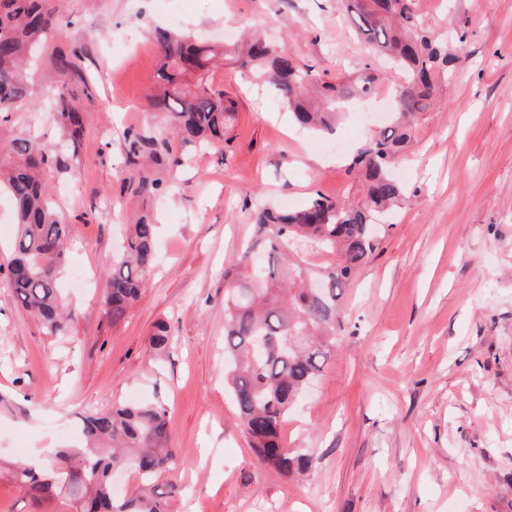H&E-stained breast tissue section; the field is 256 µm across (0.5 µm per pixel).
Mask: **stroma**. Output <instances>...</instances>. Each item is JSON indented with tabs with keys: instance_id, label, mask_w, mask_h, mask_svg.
I'll return each instance as SVG.
<instances>
[{
	"instance_id": "stroma-1",
	"label": "stroma",
	"mask_w": 512,
	"mask_h": 512,
	"mask_svg": "<svg viewBox=\"0 0 512 512\" xmlns=\"http://www.w3.org/2000/svg\"><path fill=\"white\" fill-rule=\"evenodd\" d=\"M423 21L465 50L419 120L395 174L407 196L344 296L336 345L289 415L284 437L313 468L284 477L249 448L224 387V271L257 205L296 210L318 194L355 197L346 166L388 120L395 78L376 98L309 135L287 107L227 62L214 89L236 103L223 152L169 138L158 191L136 192L127 136H151L161 48L154 27L213 42L252 28L325 79L371 61L338 0H63L57 35L33 64L35 102L13 116L46 144L61 83L91 88L79 159L47 183L73 231L61 273L74 319L46 334L13 297L16 218L0 194V457L78 439L80 418L157 401L170 418L183 493L171 512H512V0H421ZM81 54L64 78L59 56ZM158 227L154 267L120 323L102 274L129 224ZM166 323L170 348L150 338ZM0 512L34 504L0 476Z\"/></svg>"
}]
</instances>
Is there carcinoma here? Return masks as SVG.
Wrapping results in <instances>:
<instances>
[{
  "mask_svg": "<svg viewBox=\"0 0 512 512\" xmlns=\"http://www.w3.org/2000/svg\"><path fill=\"white\" fill-rule=\"evenodd\" d=\"M356 33L387 56L398 77L392 96L393 119L372 135L352 159L348 172L361 190L354 199L318 195L296 211L256 210L253 235L226 271L224 385L232 393L237 417L250 448L274 471L292 476L312 467L313 457L288 447L283 429L288 415L327 359L340 326V305L356 271L377 249L375 226L403 201L406 190L393 168L414 137V126L433 102L439 82L448 79L456 55L448 38L426 27L420 0H340ZM61 0H0V133L12 115L32 100L25 65L58 29ZM159 92L152 109L185 142L205 150L224 144L235 103L210 85L209 67L225 60L269 87L292 119L314 132H330L353 101L370 96L379 74L365 64L355 79L336 83L313 74L286 46L258 36L236 50L188 34L161 33ZM63 134L61 148L46 147L29 133L12 134L0 147V188L8 190L17 217L8 288L49 335L66 332L59 274L63 244L72 224L46 190L48 174L64 157L78 159L84 115L63 83L52 102ZM162 137L132 134L130 163L141 153L159 163L167 153ZM156 225L146 215L131 225L121 252L103 276L109 298L106 314L120 323L140 296L144 273L154 260ZM255 252L265 257L258 274L249 272ZM82 448H60L46 472L9 465L14 482L35 504L61 496L72 512H167L178 486L159 482L176 470L178 449L163 405L140 403L92 411L80 418ZM123 466L137 478L130 493L114 492L112 470Z\"/></svg>",
  "mask_w": 512,
  "mask_h": 512,
  "instance_id": "obj_1",
  "label": "carcinoma"
}]
</instances>
